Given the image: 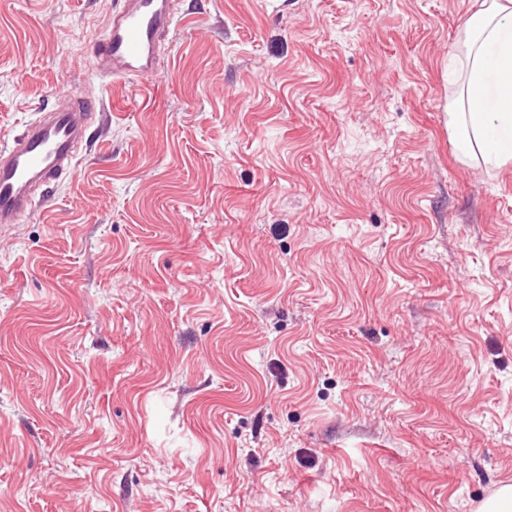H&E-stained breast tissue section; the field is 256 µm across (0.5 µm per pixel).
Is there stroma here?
Returning a JSON list of instances; mask_svg holds the SVG:
<instances>
[{
    "mask_svg": "<svg viewBox=\"0 0 512 512\" xmlns=\"http://www.w3.org/2000/svg\"><path fill=\"white\" fill-rule=\"evenodd\" d=\"M0 0V141L100 96L0 231V512H478L512 484V164L460 160L475 0ZM174 0H121L105 33L91 46L96 73L102 80L148 79L161 69L162 40L177 22Z\"/></svg>",
    "mask_w": 512,
    "mask_h": 512,
    "instance_id": "1",
    "label": "stroma"
}]
</instances>
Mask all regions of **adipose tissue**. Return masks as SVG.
I'll use <instances>...</instances> for the list:
<instances>
[{"mask_svg":"<svg viewBox=\"0 0 512 512\" xmlns=\"http://www.w3.org/2000/svg\"><path fill=\"white\" fill-rule=\"evenodd\" d=\"M457 91L448 129L461 159L512 163V0H480L449 55Z\"/></svg>","mask_w":512,"mask_h":512,"instance_id":"1","label":"adipose tissue"}]
</instances>
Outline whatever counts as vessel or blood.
I'll list each match as a JSON object with an SVG mask.
<instances>
[{
	"label": "vessel or blood",
	"mask_w": 512,
	"mask_h": 512,
	"mask_svg": "<svg viewBox=\"0 0 512 512\" xmlns=\"http://www.w3.org/2000/svg\"><path fill=\"white\" fill-rule=\"evenodd\" d=\"M175 0H120L105 33L91 46L101 79H147L161 69L162 40L175 27ZM104 110L101 99L61 98L11 140L0 143V228L49 206L47 191L79 160L94 119Z\"/></svg>",
	"instance_id": "vessel-or-blood-1"
}]
</instances>
